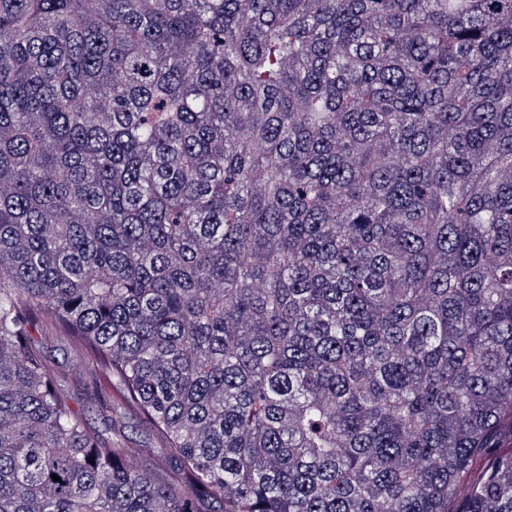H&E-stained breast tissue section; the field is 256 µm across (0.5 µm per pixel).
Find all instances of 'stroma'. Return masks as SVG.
<instances>
[{"label": "stroma", "instance_id": "obj_1", "mask_svg": "<svg viewBox=\"0 0 512 512\" xmlns=\"http://www.w3.org/2000/svg\"><path fill=\"white\" fill-rule=\"evenodd\" d=\"M30 335L57 376L61 398L84 418L89 430L105 440H121L130 464L153 470L162 458L161 441L139 417L127 414L119 419L114 411L105 409L110 399L108 373L93 363L90 351L54 330L45 317L32 322Z\"/></svg>", "mask_w": 512, "mask_h": 512}]
</instances>
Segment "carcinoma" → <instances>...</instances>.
Instances as JSON below:
<instances>
[{
    "mask_svg": "<svg viewBox=\"0 0 512 512\" xmlns=\"http://www.w3.org/2000/svg\"><path fill=\"white\" fill-rule=\"evenodd\" d=\"M0 512H512V0H0ZM29 330L57 376L61 398L84 418L95 436L122 440L128 462L140 470L152 471L160 463L163 444L135 415L126 414L121 420H114L117 415L113 407H119L120 402L113 388L110 400L106 369L92 363L91 353L85 346L54 330L47 317L35 319ZM103 401L112 403V410L106 411Z\"/></svg>",
    "mask_w": 512,
    "mask_h": 512,
    "instance_id": "cac0c4a2",
    "label": "carcinoma"
}]
</instances>
